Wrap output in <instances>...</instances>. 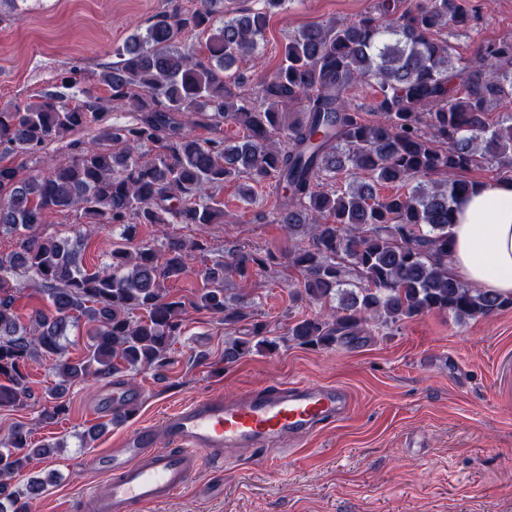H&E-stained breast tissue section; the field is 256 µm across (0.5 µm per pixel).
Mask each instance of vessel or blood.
<instances>
[{"mask_svg":"<svg viewBox=\"0 0 512 512\" xmlns=\"http://www.w3.org/2000/svg\"><path fill=\"white\" fill-rule=\"evenodd\" d=\"M349 399L335 385L297 383L248 392L227 401L211 395L193 400L159 423L128 431L118 450L94 459L107 478L104 490L86 494L82 512H145L184 492L205 464L223 461L226 450L255 454L335 421ZM177 444L156 451L159 438Z\"/></svg>","mask_w":512,"mask_h":512,"instance_id":"b4317fda","label":"vessel or blood"}]
</instances>
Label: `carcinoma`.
Wrapping results in <instances>:
<instances>
[{"instance_id":"obj_1","label":"carcinoma","mask_w":512,"mask_h":512,"mask_svg":"<svg viewBox=\"0 0 512 512\" xmlns=\"http://www.w3.org/2000/svg\"><path fill=\"white\" fill-rule=\"evenodd\" d=\"M227 12L214 26V0L191 12L155 15L144 34L115 50L97 80L111 99L128 103L134 121L108 123V101L92 90L84 99L48 93L42 101L0 109V234L19 246L0 256V406L31 397L27 366L49 360L57 376L47 390L53 419L66 411L69 389L115 373L172 363L187 308L205 310L227 326L254 318L224 288L288 259L299 275V295L329 308L296 320L288 340L330 348L368 327L390 328L437 312L462 324L512 306V296L488 293L449 270L451 227L460 195L477 182L463 173L483 164L512 181V40L479 45L471 62H454L448 31L473 29L462 0H377L372 13L304 27L288 37L281 62L249 103L227 71L264 41L270 18L287 0ZM211 31L207 54L181 52L186 34ZM375 80L379 101L363 116L351 90ZM508 114L493 123L496 106ZM229 119L247 136L227 143ZM87 128L88 141L68 140ZM207 130L198 136L194 129ZM68 140L67 155L41 175L3 160L34 156ZM280 192L270 222L288 234V254L231 252L203 273L192 298L169 295L167 283L193 274L205 240L167 236L160 244L134 242L139 224H218L224 200L210 193L243 175ZM407 186L383 196L377 187ZM81 213L94 224L74 239L41 232L50 212ZM120 230L109 260L94 270L79 263L78 248L95 227ZM29 275L49 299L23 324L15 309V275ZM85 326V354L69 357L61 340ZM252 339H235L224 360L278 342L255 322ZM61 444L39 443L25 426L0 443V489L33 460Z\"/></svg>"}]
</instances>
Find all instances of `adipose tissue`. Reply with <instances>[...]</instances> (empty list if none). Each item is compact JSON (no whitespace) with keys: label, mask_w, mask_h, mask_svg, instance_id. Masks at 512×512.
I'll use <instances>...</instances> for the list:
<instances>
[{"label":"adipose tissue","mask_w":512,"mask_h":512,"mask_svg":"<svg viewBox=\"0 0 512 512\" xmlns=\"http://www.w3.org/2000/svg\"><path fill=\"white\" fill-rule=\"evenodd\" d=\"M456 217L454 275L484 291L512 295V182L475 187L459 199Z\"/></svg>","instance_id":"obj_1"}]
</instances>
